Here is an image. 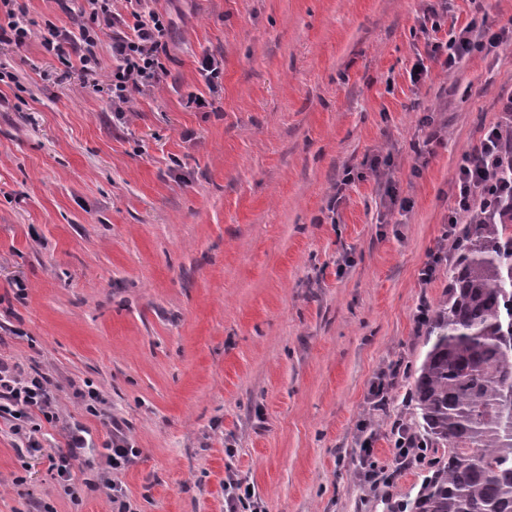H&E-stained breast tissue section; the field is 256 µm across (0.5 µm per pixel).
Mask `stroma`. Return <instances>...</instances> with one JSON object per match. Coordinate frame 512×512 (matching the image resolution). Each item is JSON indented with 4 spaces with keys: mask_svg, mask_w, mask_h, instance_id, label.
<instances>
[{
    "mask_svg": "<svg viewBox=\"0 0 512 512\" xmlns=\"http://www.w3.org/2000/svg\"><path fill=\"white\" fill-rule=\"evenodd\" d=\"M21 2L35 34L0 46L22 85L0 107V356L64 390L41 452L0 418V512H114L99 472L73 499L48 470L64 426L95 457L110 435L72 396L87 383L140 450L117 476L133 512H225L232 474L264 512H396L422 472L392 442L428 349L416 311L448 297L441 226L512 93V40L417 86L409 72L430 8L443 40L512 25V0H149L170 20L167 74L120 118L42 51L78 0ZM373 153L390 167L363 166ZM371 467L390 481L370 486Z\"/></svg>",
    "mask_w": 512,
    "mask_h": 512,
    "instance_id": "obj_1",
    "label": "stroma"
}]
</instances>
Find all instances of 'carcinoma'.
<instances>
[{
    "label": "carcinoma",
    "instance_id": "1",
    "mask_svg": "<svg viewBox=\"0 0 512 512\" xmlns=\"http://www.w3.org/2000/svg\"><path fill=\"white\" fill-rule=\"evenodd\" d=\"M456 249L413 389L415 439L443 456L402 512H512V198Z\"/></svg>",
    "mask_w": 512,
    "mask_h": 512
}]
</instances>
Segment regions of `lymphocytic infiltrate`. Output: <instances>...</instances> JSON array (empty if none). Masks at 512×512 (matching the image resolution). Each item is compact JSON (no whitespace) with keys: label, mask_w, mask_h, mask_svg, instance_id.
<instances>
[{"label":"lymphocytic infiltrate","mask_w":512,"mask_h":512,"mask_svg":"<svg viewBox=\"0 0 512 512\" xmlns=\"http://www.w3.org/2000/svg\"><path fill=\"white\" fill-rule=\"evenodd\" d=\"M128 14H120L112 0H83L81 20L76 29L47 25L41 40L44 52L65 67L79 65L86 86L103 88L114 112H124L133 93L151 90L164 72L162 56L167 51V23L164 16L148 9L145 0H125ZM112 37V69L106 82H99L97 50L103 35ZM512 39V29L493 30L477 23L451 32L448 39L428 44L427 61H416L410 74L413 84L429 76V62L439 63L443 70L457 67L473 51L492 49ZM512 159V140L500 127L487 130L479 144L464 155L456 181L455 204L442 227V240L457 236L462 214L473 209L491 212L495 206L497 170ZM59 388L46 375L25 373L14 362L0 358V418L11 421L12 430L25 443L29 452L42 448L43 423L56 422ZM88 445L84 427L67 429V446L49 458V468L70 496H78L74 483L77 468L93 469V458L83 456Z\"/></svg>","instance_id":"1"}]
</instances>
